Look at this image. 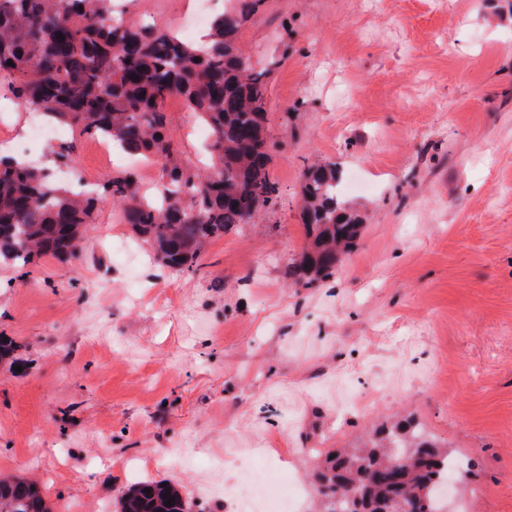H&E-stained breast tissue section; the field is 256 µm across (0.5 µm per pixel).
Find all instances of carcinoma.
Returning a JSON list of instances; mask_svg holds the SVG:
<instances>
[{
    "mask_svg": "<svg viewBox=\"0 0 512 512\" xmlns=\"http://www.w3.org/2000/svg\"><path fill=\"white\" fill-rule=\"evenodd\" d=\"M260 2L234 0L210 21L211 41L200 47L167 27L113 17L111 0H0V75L18 104L128 154L163 160L164 201L141 193L131 174L112 178L107 191L158 259L189 275L207 242L280 198L268 171L269 69L257 68L240 44ZM175 95L211 130L204 171L174 158L165 102ZM48 171L0 157V259L66 262L93 223L95 196L54 183ZM302 178L311 242L291 274L329 278L356 245L361 220L339 200L336 166L313 163ZM448 463L458 459L415 420L387 423L362 447L324 455L314 473L320 512H335L325 491L338 487L353 493L341 512H392L400 499L411 512H440L435 482ZM0 512L51 508L37 483L1 475ZM120 512H191V504L174 485L147 479L122 495Z\"/></svg>",
    "mask_w": 512,
    "mask_h": 512,
    "instance_id": "obj_1",
    "label": "carcinoma"
}]
</instances>
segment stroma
Listing matches in <instances>:
<instances>
[{
    "label": "stroma",
    "mask_w": 512,
    "mask_h": 512,
    "mask_svg": "<svg viewBox=\"0 0 512 512\" xmlns=\"http://www.w3.org/2000/svg\"><path fill=\"white\" fill-rule=\"evenodd\" d=\"M241 44L269 67V174L282 197L211 241L194 276L160 265L105 192L83 249L0 262V475L54 512H116L143 476L193 512H240L244 461L311 489L314 448L413 415L465 473L450 512H512V0H264ZM185 165L207 127L170 112ZM335 164L363 220L335 276L288 275L308 238L301 175Z\"/></svg>",
    "instance_id": "obj_1"
}]
</instances>
